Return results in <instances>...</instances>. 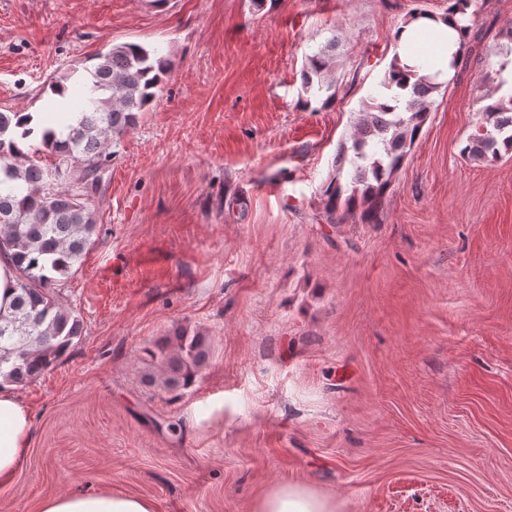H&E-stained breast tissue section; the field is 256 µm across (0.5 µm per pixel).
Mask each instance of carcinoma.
<instances>
[{
    "instance_id": "obj_1",
    "label": "carcinoma",
    "mask_w": 512,
    "mask_h": 512,
    "mask_svg": "<svg viewBox=\"0 0 512 512\" xmlns=\"http://www.w3.org/2000/svg\"><path fill=\"white\" fill-rule=\"evenodd\" d=\"M471 0H453L448 11L460 14L461 46L449 63L457 67L462 51L481 35L477 13L468 12ZM333 44L305 57L302 84L306 91L326 94L322 104L331 105L343 78L336 75ZM398 58L362 101L360 118L348 139L337 149L334 174L323 186L324 210L330 224L348 220L378 222L394 174L425 125L432 95L441 87L434 76L396 74ZM170 61L155 49L138 43L113 46L88 68L75 61L66 74L50 84L52 94L65 81L84 71L89 89L87 106L79 112L66 137L52 126L40 130L43 150L57 163L42 165L30 152L18 148L15 133L29 136V115L0 112V251L11 253L17 279L12 311L0 314V382L24 385L43 374L80 340L83 320L57 298L54 285L74 273L84 254L95 244L93 211L84 190L100 180V170L112 157V144L135 125L140 112L157 98L170 70ZM391 98L394 104L384 102ZM476 99L481 121L461 149L473 160L494 161L512 152V92L493 104ZM351 178L342 181L345 167ZM158 375L145 379L160 382L168 391L194 385L210 359L206 338L179 327L143 349Z\"/></svg>"
}]
</instances>
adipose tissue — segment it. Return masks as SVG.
I'll use <instances>...</instances> for the list:
<instances>
[{"mask_svg":"<svg viewBox=\"0 0 512 512\" xmlns=\"http://www.w3.org/2000/svg\"><path fill=\"white\" fill-rule=\"evenodd\" d=\"M453 16L420 17L399 26L393 37L399 46L398 66L426 74L423 53L418 46L430 41L432 59L441 79L451 75L449 63L458 48ZM32 416L10 385L0 386V483H9L21 468L29 448ZM40 512H157L153 500L112 490L96 493H68L45 500ZM258 512H332L325 499L300 485L281 488L260 504Z\"/></svg>","mask_w":512,"mask_h":512,"instance_id":"adipose-tissue-1","label":"adipose tissue"}]
</instances>
